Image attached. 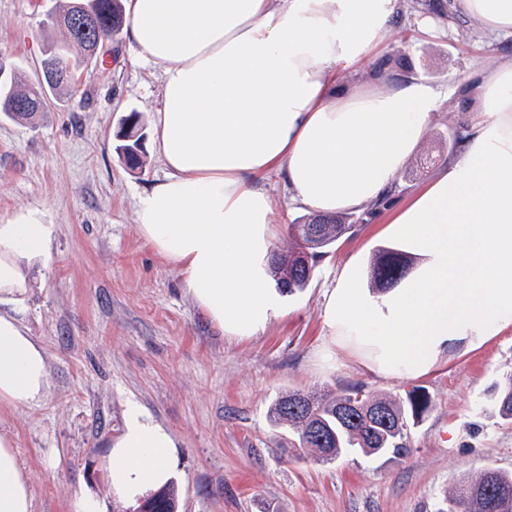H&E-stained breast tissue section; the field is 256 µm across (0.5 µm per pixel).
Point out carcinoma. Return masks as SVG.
I'll list each match as a JSON object with an SVG mask.
<instances>
[{
  "label": "carcinoma",
  "mask_w": 512,
  "mask_h": 512,
  "mask_svg": "<svg viewBox=\"0 0 512 512\" xmlns=\"http://www.w3.org/2000/svg\"><path fill=\"white\" fill-rule=\"evenodd\" d=\"M82 0H69L67 8L46 15L43 25L63 31L64 38L47 48L43 59L50 70L66 71L64 79L29 84L9 62L0 61V113L13 120H26L44 111L49 97L64 99L76 92L75 73L88 58L98 38L111 37L124 23L122 0H96L93 13L82 21L69 20L80 11ZM119 157H134L131 170L144 165L135 146L139 142V118L127 116L116 134ZM346 216L305 218L289 225L294 243L276 255L272 273L276 288L287 296L310 282L315 265L353 225ZM412 259L400 250H376L369 267L370 286L379 290L397 285L409 272ZM431 406L430 397L410 391L406 399L381 396L363 385L342 393L289 390L278 395L268 409L270 421L288 429L295 451L313 462L329 463L351 453L369 458L407 454L405 439L410 425L419 423ZM496 406L500 419L512 424V374L498 390ZM179 490L175 483L143 497L140 512H177ZM512 512V472L485 470L461 479L443 495L438 512Z\"/></svg>",
  "instance_id": "obj_1"
}]
</instances>
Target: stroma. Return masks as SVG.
<instances>
[{
  "instance_id": "35a3bbf8",
  "label": "stroma",
  "mask_w": 512,
  "mask_h": 512,
  "mask_svg": "<svg viewBox=\"0 0 512 512\" xmlns=\"http://www.w3.org/2000/svg\"><path fill=\"white\" fill-rule=\"evenodd\" d=\"M64 0H0V53L29 82L38 79L48 39L45 15ZM386 40L372 57L405 53L411 69H385L401 88L425 79L442 97L419 147L409 155L382 208L353 214L354 230L316 265L284 315L263 333L230 338L188 295L178 269L141 237L136 206L166 170L152 143L150 112L160 104L161 68L135 60L125 33L78 72L77 92L50 99L27 124L0 114V220L35 210L49 224L51 249L31 271L19 315L43 346L48 386L33 404L0 403L32 484V512H71L79 495L112 512L105 456L137 403L172 434L180 512H435L463 474L512 471V425L496 414L493 387L512 373V329L480 348L452 352L426 376H375L330 348L322 294L349 260L367 269L385 208L458 158L468 135L462 100L477 73L512 66V34L489 33L455 0H401ZM139 113L145 165L127 169L115 146L122 119ZM459 131L460 141L448 134ZM363 384L431 398L410 429L406 456H350L316 464L288 453V434L267 417L294 389L342 391Z\"/></svg>"
}]
</instances>
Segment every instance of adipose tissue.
<instances>
[{
  "label": "adipose tissue",
  "instance_id": "adipose-tissue-1",
  "mask_svg": "<svg viewBox=\"0 0 512 512\" xmlns=\"http://www.w3.org/2000/svg\"><path fill=\"white\" fill-rule=\"evenodd\" d=\"M397 2L125 0L136 58L162 68L150 120L168 173L140 196L139 231L225 336L258 335L283 314L268 272L284 212L261 180L284 174L291 202L317 214L359 212L423 138L438 88L364 77ZM458 2L512 33V0ZM475 90L463 154L385 214L382 234L418 265L373 291L351 263L323 296L332 343L377 376H425L512 327V68L483 71ZM48 243L35 212L0 223V296L25 293ZM47 385L42 345L0 312V402L33 403ZM109 448L122 506L164 486L177 460L171 433L134 403ZM31 510L29 478L0 434V512Z\"/></svg>",
  "mask_w": 512,
  "mask_h": 512
}]
</instances>
